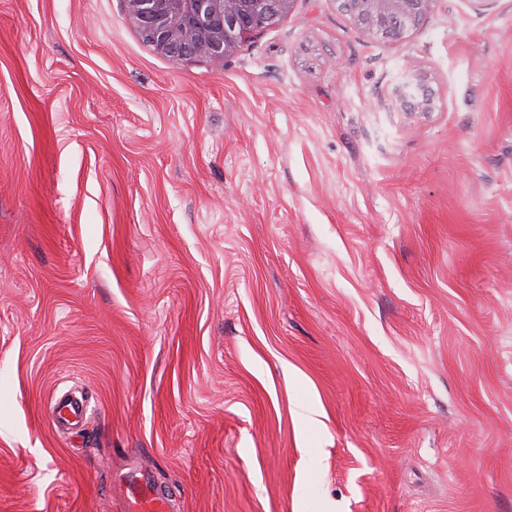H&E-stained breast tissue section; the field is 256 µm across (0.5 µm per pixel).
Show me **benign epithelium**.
Wrapping results in <instances>:
<instances>
[{
    "label": "benign epithelium",
    "mask_w": 512,
    "mask_h": 512,
    "mask_svg": "<svg viewBox=\"0 0 512 512\" xmlns=\"http://www.w3.org/2000/svg\"><path fill=\"white\" fill-rule=\"evenodd\" d=\"M141 39L157 53L190 61L222 62L241 44L287 19L296 0H123ZM437 0H336V7L363 34L397 41L418 27ZM397 104L424 115L435 93L415 65L406 67L396 88Z\"/></svg>",
    "instance_id": "benign-epithelium-1"
}]
</instances>
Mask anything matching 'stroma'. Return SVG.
<instances>
[{
	"mask_svg": "<svg viewBox=\"0 0 512 512\" xmlns=\"http://www.w3.org/2000/svg\"><path fill=\"white\" fill-rule=\"evenodd\" d=\"M72 389L88 423L56 428ZM146 487L512 512V0L396 42L297 0L179 63L122 0H0V512ZM397 104L409 108L410 115H424L434 108L435 93L427 77L415 65L410 63L403 81L396 88Z\"/></svg>",
	"mask_w": 512,
	"mask_h": 512,
	"instance_id": "stroma-1",
	"label": "stroma"
}]
</instances>
